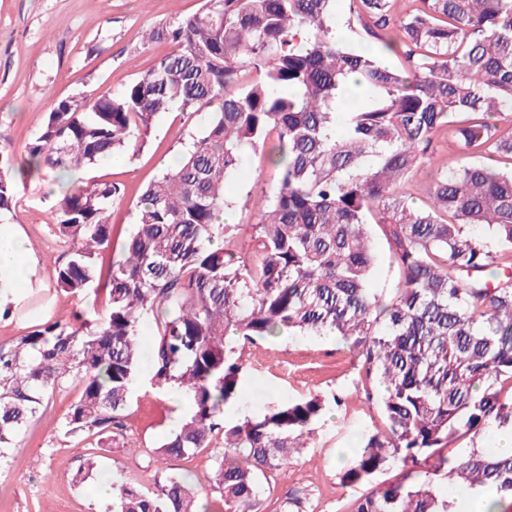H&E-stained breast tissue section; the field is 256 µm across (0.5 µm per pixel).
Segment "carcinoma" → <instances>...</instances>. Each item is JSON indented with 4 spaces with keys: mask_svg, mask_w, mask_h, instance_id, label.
<instances>
[{
    "mask_svg": "<svg viewBox=\"0 0 512 512\" xmlns=\"http://www.w3.org/2000/svg\"><path fill=\"white\" fill-rule=\"evenodd\" d=\"M377 52L337 36L336 0H205L149 40L173 49L112 96L61 100L15 170L0 152V213L17 179L48 182L143 146L160 114L212 109L202 136L140 196L122 258L105 270L109 211L120 184L67 189L56 226L72 241L59 287L104 292L96 319L38 326L0 346V453L73 378L81 392L67 433L124 428L140 378L190 400L161 441L162 458L212 447L201 502L188 475L155 495L113 487L111 512H261L260 477L279 470L327 409L318 395L224 422L244 398L236 339L329 333L359 366L357 388L379 394L385 430L362 432L339 473L345 485L395 479L355 497L349 512H451L452 488L489 489L487 512H512V455L448 443L512 430V0H350ZM396 54L400 68L382 62ZM448 132L473 162L437 169L405 191ZM263 150L278 172L270 199L230 198L225 186ZM257 209L246 243L224 209ZM381 229L399 282L388 299L370 287ZM152 343L141 346L143 326Z\"/></svg>",
    "mask_w": 512,
    "mask_h": 512,
    "instance_id": "1",
    "label": "carcinoma"
}]
</instances>
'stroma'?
<instances>
[{"instance_id": "35a3bbf8", "label": "stroma", "mask_w": 512, "mask_h": 512, "mask_svg": "<svg viewBox=\"0 0 512 512\" xmlns=\"http://www.w3.org/2000/svg\"><path fill=\"white\" fill-rule=\"evenodd\" d=\"M204 0H0V152L23 163L26 148L62 99L98 97L122 90L170 52L166 41L145 42L153 27H169L196 13ZM208 110L178 111L159 117L144 147L122 160H105L92 176L120 183L123 197L113 204L112 242L104 263L120 257L143 188L169 168L193 138L201 136ZM278 175L262 155H253L229 185V195H273ZM57 192L35 178L20 186L15 210L0 214V226L17 235L25 251L22 277H7L0 288V345L13 344L45 322L68 323L83 303L57 286L58 265L72 247L55 224ZM243 382L262 391L267 402L297 395L339 397L316 437L288 464L268 474L271 498H301L306 512H348L364 486H345L338 457L356 434L383 429L376 405L355 389L358 367L331 336H282L248 343L242 349ZM80 388L68 382L48 394L47 406L29 423L13 448L0 455V512H110L112 501L97 492L101 477L160 493L166 476L194 473L206 481L214 449L168 458L164 469L152 461L160 439L184 414L168 393L141 383L126 412L122 435L98 452V474L75 483L84 468L88 441L67 434L64 416Z\"/></svg>"}]
</instances>
